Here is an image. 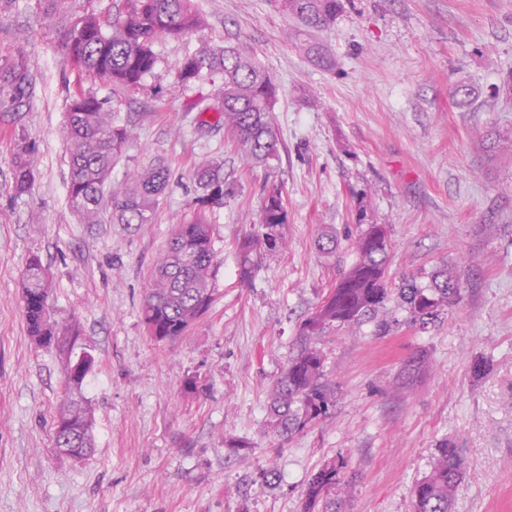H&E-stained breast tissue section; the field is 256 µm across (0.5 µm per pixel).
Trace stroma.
I'll use <instances>...</instances> for the list:
<instances>
[{
  "instance_id": "35a3bbf8",
  "label": "stroma",
  "mask_w": 512,
  "mask_h": 512,
  "mask_svg": "<svg viewBox=\"0 0 512 512\" xmlns=\"http://www.w3.org/2000/svg\"><path fill=\"white\" fill-rule=\"evenodd\" d=\"M190 42L162 39L159 63L113 115L130 137L108 189L156 158L171 176L152 223L128 229L104 207L80 223L67 197L65 113L79 78L47 37L37 0H0V67L30 64L26 112L0 111V512H303L312 475L331 460L351 483L338 512H414L412 488L441 440L468 461L454 512H512V0H342L334 26L310 32L271 0H197ZM319 43L329 69L301 49ZM231 43L276 85L279 157L246 162L223 127L198 132L188 105L216 86L184 87L188 47ZM473 95L459 104L453 91ZM32 147L33 180L15 194L12 159ZM224 161L223 208L210 216L213 303L185 336L151 339L141 316L150 271L196 206L195 163ZM282 185L286 247L251 281L238 246L259 221L262 187ZM392 240L390 280L420 285L448 269L461 300L410 327L398 295L379 318L318 341L333 392L328 413L282 439L268 401L300 322L356 259L359 205ZM325 234L338 246H317ZM52 274L53 322L78 318L95 366L84 385L95 451L60 453L50 430L63 367L29 336L21 279L31 256ZM393 321L379 334L378 319ZM426 352L413 382L403 367ZM484 360L485 375L472 364Z\"/></svg>"
}]
</instances>
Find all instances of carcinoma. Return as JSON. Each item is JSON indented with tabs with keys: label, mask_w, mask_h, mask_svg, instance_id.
I'll return each instance as SVG.
<instances>
[{
	"label": "carcinoma",
	"mask_w": 512,
	"mask_h": 512,
	"mask_svg": "<svg viewBox=\"0 0 512 512\" xmlns=\"http://www.w3.org/2000/svg\"><path fill=\"white\" fill-rule=\"evenodd\" d=\"M44 12L55 18L53 44L63 62L94 81L112 86V101L121 91L136 90L154 72L159 39L187 41L203 24L194 0H124V8L111 13L85 7L91 0H38ZM277 7L309 29L323 31L336 20L341 0H275ZM306 55L325 67L336 68L319 45L303 44ZM183 86L210 82L218 85L220 106L201 94L189 105L197 112L198 128L210 125L207 114L224 115L231 142L245 158L269 164L278 157V143L271 122L276 88L268 73L252 57L234 45L202 43L187 49L177 73ZM34 91L27 59L19 55L0 68V107L20 113L27 109ZM69 151L68 200L84 223L93 224L103 207L104 188L129 138L126 125L112 121L109 101L93 92L78 91L67 113ZM31 151L21 143L13 157L14 189L22 194L32 181ZM170 171L158 158L137 176L112 192V223L129 227L150 224L169 183ZM200 191L197 207L178 225L163 256L154 266L142 301L143 320L156 342L173 341L207 313L213 294L209 272L214 251L209 212L224 205V172L219 160L203 161L193 170ZM356 224L357 259L328 288L321 301L299 325L296 351L275 382L269 405L272 431L280 436L297 432L326 415L332 404L324 381V357L315 339L335 328L362 321L381 308L390 291L389 262L392 249L382 224ZM287 224L282 186L263 188L260 222L239 245V275L247 280L266 257L283 245ZM48 269L37 256L22 273V304L27 331L34 342L56 352L66 366L64 401L53 420L55 447L73 457H84L95 447L93 419L82 395L92 372L94 357L83 347V330L76 319L63 326L51 322ZM407 323L429 325L462 298V285L452 275L434 277L423 288L407 279L400 288ZM428 356L410 358L405 371L411 378L425 370ZM467 474V463L454 443L436 448L434 465L413 488L415 512H454L455 497ZM340 485L336 463L312 475L306 491L305 512H335L331 493Z\"/></svg>",
	"instance_id": "cac0c4a2"
}]
</instances>
